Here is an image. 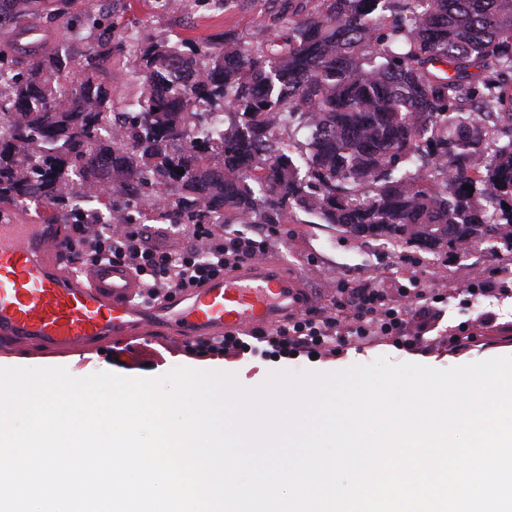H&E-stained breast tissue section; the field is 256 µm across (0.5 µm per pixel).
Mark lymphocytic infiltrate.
Instances as JSON below:
<instances>
[{"label":"lymphocytic infiltrate","instance_id":"obj_1","mask_svg":"<svg viewBox=\"0 0 512 512\" xmlns=\"http://www.w3.org/2000/svg\"><path fill=\"white\" fill-rule=\"evenodd\" d=\"M179 232L191 238V246L170 249L150 243L140 225H126L122 234H113L107 224H76L68 242L69 250L79 251L86 264L103 261L128 266L142 286V302L152 304L173 294L199 287L226 270L257 258L267 242L243 232L227 233L220 224H182ZM400 303H390L377 288L351 290L337 288L330 314L307 312L289 319L275 335L256 329L242 336L224 335L201 340L190 346L189 354L198 357H222L227 350L253 351L271 342L279 352L288 354L305 350L335 352L336 327L340 316L352 317L357 323L355 334L360 340L373 336H394L405 348L417 346L418 339L430 330L428 322L411 326L408 298L410 290L399 286Z\"/></svg>","mask_w":512,"mask_h":512}]
</instances>
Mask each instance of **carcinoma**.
I'll return each instance as SVG.
<instances>
[{
	"mask_svg": "<svg viewBox=\"0 0 512 512\" xmlns=\"http://www.w3.org/2000/svg\"><path fill=\"white\" fill-rule=\"evenodd\" d=\"M75 4L0 0V207L33 201L51 224H285L298 209L397 248L512 247V0H264L263 37L148 46L127 8ZM53 24L97 36L79 53L18 47ZM127 56L140 91L120 96ZM201 61L206 78L184 82Z\"/></svg>",
	"mask_w": 512,
	"mask_h": 512,
	"instance_id": "cac0c4a2",
	"label": "carcinoma"
}]
</instances>
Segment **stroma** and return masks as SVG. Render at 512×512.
Segmentation results:
<instances>
[{
    "mask_svg": "<svg viewBox=\"0 0 512 512\" xmlns=\"http://www.w3.org/2000/svg\"><path fill=\"white\" fill-rule=\"evenodd\" d=\"M131 9L127 18L137 20L139 37L145 42L163 38L205 40L226 30L256 31L264 11L262 0H239L235 9L226 11L212 0H175L166 14L156 11V0H127ZM304 212L295 220L269 229L265 224H250L249 234H271L266 259L279 264L286 272L298 276L307 290L308 305L329 307L337 284L351 289L372 286L386 290L416 277L424 293L452 291L445 314L436 330L428 333L417 350L396 347L392 338L377 337L362 347L347 346L336 355L312 358L299 354L284 358L275 354L228 353L220 359L195 357L185 351L183 343L167 340L143 341L137 345L116 343L85 355L56 358L37 351L20 349L0 352V364L23 367H63L75 377H86L110 370L124 377L154 378L176 367L202 370L223 368L234 375L246 389L261 386L271 372L336 373L355 365H368L378 358L400 364L413 362L436 369H448L485 359L512 355V299L505 300L496 312L506 328L500 332L478 329L469 349L450 352L448 328L473 325L480 313L487 311L488 299L471 297V284L493 277L500 269H512V249L504 245H482L457 256L450 248L432 254L413 246L397 250L382 249L377 241L358 239L336 230L329 224H308Z\"/></svg>",
    "mask_w": 512,
    "mask_h": 512,
    "instance_id": "stroma-1",
    "label": "stroma"
}]
</instances>
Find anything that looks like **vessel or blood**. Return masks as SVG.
I'll use <instances>...</instances> for the list:
<instances>
[{
	"mask_svg": "<svg viewBox=\"0 0 512 512\" xmlns=\"http://www.w3.org/2000/svg\"><path fill=\"white\" fill-rule=\"evenodd\" d=\"M43 212L0 211V348L70 355L119 339L178 340L265 328L303 308V289L266 261L253 259L190 294L146 308L126 266L74 269L63 256L67 228Z\"/></svg>",
	"mask_w": 512,
	"mask_h": 512,
	"instance_id": "obj_1",
	"label": "vessel or blood"
}]
</instances>
